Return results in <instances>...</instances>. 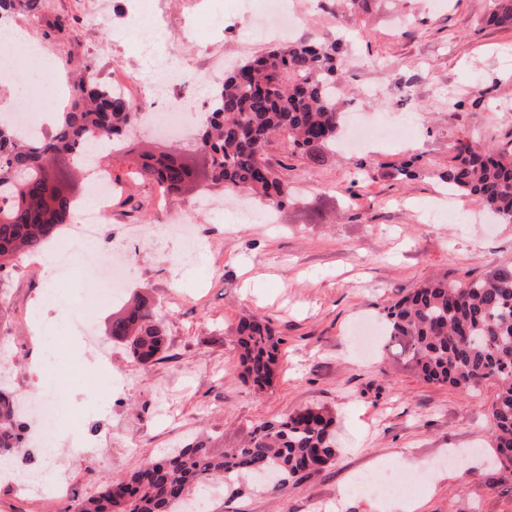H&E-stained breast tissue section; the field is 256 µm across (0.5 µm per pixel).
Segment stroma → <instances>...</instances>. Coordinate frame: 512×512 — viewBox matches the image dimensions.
<instances>
[{"mask_svg": "<svg viewBox=\"0 0 512 512\" xmlns=\"http://www.w3.org/2000/svg\"><path fill=\"white\" fill-rule=\"evenodd\" d=\"M177 2L155 0L158 22L168 47L183 55L197 111L212 85L182 44L188 25L200 42L244 48L248 60L270 44L252 37L251 19L236 0H222L219 27L206 15L194 21L178 14ZM290 2L306 17L301 38L341 40L359 61L339 82L340 110L374 118L409 114L405 135L363 150L331 147L318 162L288 156L274 142L268 162L281 167L289 196L271 224L263 202L251 199L250 218H240L223 185L207 179L171 195L175 209L198 206L199 233L212 249L184 263L175 239L145 240L132 250L127 295L149 298L166 333V350L148 369L124 342L109 338L113 303L96 312L95 339L82 348L87 359L107 361L109 372L90 378L70 369L74 311L62 299L93 282L111 239L91 242V260L67 270L55 261L36 277L24 258L8 260L0 270V361L19 374L9 388L36 384L35 356L50 358L68 412L53 427L50 452L31 462L61 492L34 493L21 474L0 483V512H73L100 492L104 478L126 476L184 443L186 425L208 432L216 447L232 448L262 422L318 406L336 416L334 465L278 497L247 477L232 487L211 484L208 512H405L420 498L424 512H512V473L495 464L488 446L496 384L485 381L466 394L425 381L397 347H373L354 335L358 320L380 323L385 308L427 280L512 266V224L485 223L472 197L448 191L438 177L456 140L512 147V31L483 24L489 0H369L361 13L342 0ZM79 4L40 0L43 22L31 35L51 69L32 72L23 85L1 80L0 94L12 96L16 108L41 112L54 104L61 60L93 62L104 79L117 58L139 79L141 104H155L150 71L128 38L123 13L114 7L104 21L91 22ZM401 14L410 24L392 28ZM59 17L76 20L82 39L52 31ZM174 147L169 137L136 130L101 163L120 181L135 154ZM413 157L414 173L399 175ZM207 197L223 202L222 213L202 208ZM436 203L444 218L426 223L421 211ZM34 312L47 327L39 347L28 341ZM253 315L269 318L285 339L275 381L261 393L242 382L231 345L238 321ZM366 471L412 476L417 484L378 500L354 486Z\"/></svg>", "mask_w": 512, "mask_h": 512, "instance_id": "stroma-1", "label": "stroma"}]
</instances>
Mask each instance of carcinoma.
<instances>
[{
  "mask_svg": "<svg viewBox=\"0 0 512 512\" xmlns=\"http://www.w3.org/2000/svg\"><path fill=\"white\" fill-rule=\"evenodd\" d=\"M491 2L488 23L512 31V0ZM36 6V0H0L1 12H31ZM347 66L338 43L308 40L288 41L239 65L212 94L210 117L199 129L212 156V181L229 192L259 196L271 207L288 200V185L266 163L267 151L280 135L291 154L316 159L336 140V94ZM139 122L137 107L102 85L88 63L71 85L54 131L39 142L0 121V270L21 252H42L71 223L76 195L70 192L52 196L54 221L29 223L50 161L73 157L96 136L120 138ZM453 151L440 179L512 223V153L478 149L464 140ZM384 319L385 335L424 380L461 392L497 382L491 447L500 466L512 469V266L462 281L432 279L388 307ZM109 334L146 368L163 350L162 318L144 298L112 318ZM283 342L268 320L238 322L234 346L244 383L257 392L273 384ZM335 426L330 410L306 407L261 423L241 448H216L200 435L174 456L150 460L127 477L105 478L102 491L79 502L76 512H178L174 505L186 501L190 512H201L195 494L213 480L229 483L244 472L268 478L271 493L280 495L336 461ZM23 430L12 394L1 384L0 459L20 447Z\"/></svg>",
  "mask_w": 512,
  "mask_h": 512,
  "instance_id": "1",
  "label": "carcinoma"
}]
</instances>
